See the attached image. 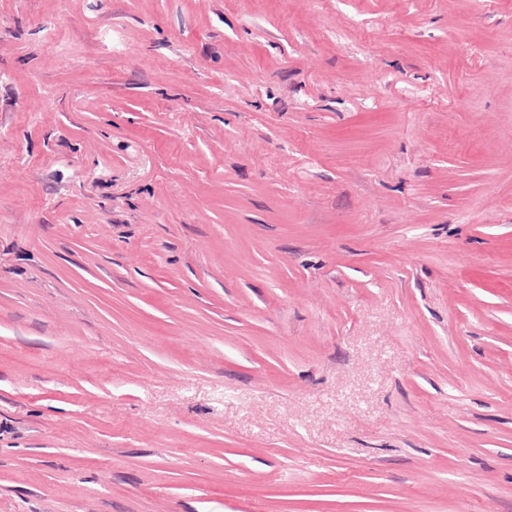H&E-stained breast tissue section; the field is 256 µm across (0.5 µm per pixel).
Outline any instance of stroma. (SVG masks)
Segmentation results:
<instances>
[{"label":"stroma","mask_w":512,"mask_h":512,"mask_svg":"<svg viewBox=\"0 0 512 512\" xmlns=\"http://www.w3.org/2000/svg\"><path fill=\"white\" fill-rule=\"evenodd\" d=\"M0 512H512V0H0Z\"/></svg>","instance_id":"obj_1"}]
</instances>
